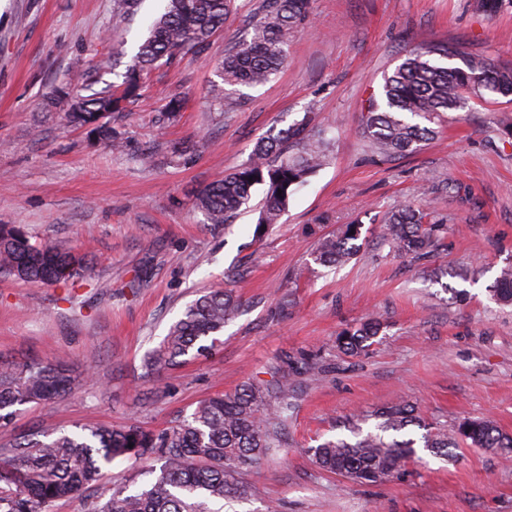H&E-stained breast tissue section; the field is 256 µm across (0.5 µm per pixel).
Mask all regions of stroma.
Masks as SVG:
<instances>
[{
  "instance_id": "stroma-1",
  "label": "stroma",
  "mask_w": 512,
  "mask_h": 512,
  "mask_svg": "<svg viewBox=\"0 0 512 512\" xmlns=\"http://www.w3.org/2000/svg\"><path fill=\"white\" fill-rule=\"evenodd\" d=\"M476 2L312 0L287 66L250 88L217 75L259 16L262 0H237L202 57L153 71L141 98L113 115L123 144L115 151L44 102L59 89L121 82L161 0H141L118 26L112 0H0V224L88 260L74 284L0 278V362L62 357L88 373L53 404L17 407L0 424V445L49 426L134 422L159 432L247 378L284 376L286 445L245 473L258 496L223 512H512V460L465 444L442 459L420 452L374 484L326 472L311 453L395 401L430 422L486 418L512 436V307L489 292L512 265V136L497 122L512 102L468 100L401 157L373 156L360 129L368 98L413 48L447 44L512 66V0L492 16ZM175 96L183 108L172 117ZM307 116L327 129L330 158L279 223L259 239L255 210L228 227L208 223L197 194L243 165L270 130ZM183 142L196 146L187 161L173 155ZM146 153L152 165L141 163ZM405 201L445 217L434 256L414 260L383 244L385 214ZM351 222L361 226L358 255L341 267L314 263L318 237ZM234 264L240 274L225 281ZM225 286L242 307L221 346L147 374V355L185 308ZM370 317L383 324L378 343L357 356L339 350L337 335ZM148 467L115 459L50 512H91L113 490L138 493Z\"/></svg>"
}]
</instances>
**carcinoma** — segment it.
Here are the masks:
<instances>
[{
    "label": "carcinoma",
    "mask_w": 512,
    "mask_h": 512,
    "mask_svg": "<svg viewBox=\"0 0 512 512\" xmlns=\"http://www.w3.org/2000/svg\"><path fill=\"white\" fill-rule=\"evenodd\" d=\"M309 3L263 0L249 41L225 53L219 64L223 82L255 87L283 70L288 34L308 19ZM231 9L232 0H166L122 82L76 96L66 113L67 123L87 128L120 148L108 118L139 99L153 69L202 54L210 38L224 28ZM459 55L461 67L439 63ZM487 94L512 96V67L483 55H463L446 45L413 49L385 77L380 95L369 98L362 131L380 155L415 153L437 133L433 125L443 113L458 111L467 99ZM328 145L325 131L307 118L263 136L245 164L198 195L197 207L209 223L228 225L249 208L255 188L262 186L265 196L254 230L260 238L277 223L295 190L324 164ZM445 230L435 209L406 203L387 213L382 239L394 252L424 259L443 246ZM360 237L361 225L341 224L336 232L319 238L314 260L326 266L344 264L360 251ZM85 267L86 257L34 245L24 227L0 224V277L51 285L74 281ZM491 292L497 300L512 303V267L501 270ZM239 311L240 302L230 292L214 289L202 294L150 354L148 372L158 376L189 354L212 349ZM380 331V322L368 320L341 331L337 346L346 354H360L376 342ZM79 385L80 378L61 359L0 363V421L11 419V408L17 405L53 403ZM370 417L376 420L375 430L365 432L361 424L350 423L352 439L328 440L313 448L316 464L357 483L394 477L415 456V440H389L386 433L410 427L422 431V447L432 449L435 456H448L461 442L512 456V437L488 420L465 419L450 431L434 430L403 401L383 405ZM287 418L288 379L265 383L249 378L233 392L200 401L189 416L160 433L131 424L90 428L82 434L45 431L41 439L20 436L0 448V512H46L51 503L99 480L101 463L152 455L162 465L142 492L115 491L91 512H214L212 503L257 496L258 488L243 481L241 474L256 466L269 449L284 446Z\"/></svg>",
    "instance_id": "1"
}]
</instances>
